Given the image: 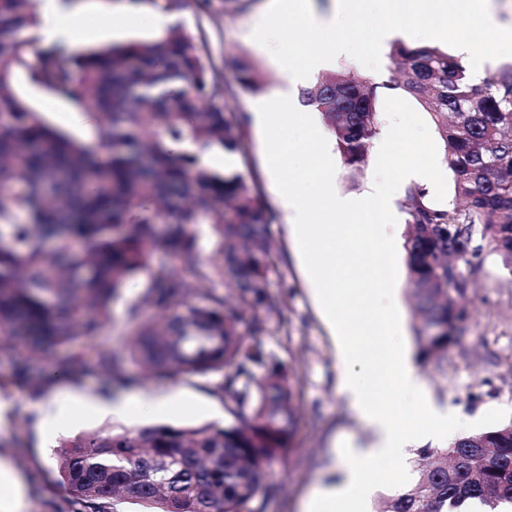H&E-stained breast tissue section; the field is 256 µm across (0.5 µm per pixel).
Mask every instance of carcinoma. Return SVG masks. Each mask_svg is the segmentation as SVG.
<instances>
[{"instance_id":"carcinoma-1","label":"carcinoma","mask_w":512,"mask_h":512,"mask_svg":"<svg viewBox=\"0 0 512 512\" xmlns=\"http://www.w3.org/2000/svg\"><path fill=\"white\" fill-rule=\"evenodd\" d=\"M35 20V0H0V348L22 349L11 384L35 385L36 360L47 361L53 377L86 371L81 355L52 360L50 350L101 335L112 304L164 254L168 264L128 309V355L159 376L220 377L216 389L236 423L101 428L66 438L54 450L57 483L72 512H110L119 497L151 512H262L252 504L272 492L267 469L290 447L298 377L263 341L268 317L282 315L270 291L279 262L267 243L272 216L244 174L205 167L186 150L246 153L223 63L176 30L87 52L38 48L36 36H20ZM391 58L399 65L393 84L327 74L301 97L321 113L355 172L377 133L381 90L412 95L437 126L456 203L436 208L424 189L406 190L415 340L421 361L432 363L465 320L461 301L471 286L470 259L448 263V230L464 246L487 239L512 266V64L479 84L461 58L439 48L397 44ZM236 70L242 89H263L247 61ZM17 72L92 115L95 146L21 104ZM201 224L209 226L208 251ZM218 283L227 295L215 292ZM145 309L161 323L142 319ZM94 368L107 384L133 383L119 354L98 352ZM416 472L383 512L512 506V425L442 451L423 448Z\"/></svg>"}]
</instances>
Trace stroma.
<instances>
[{"mask_svg":"<svg viewBox=\"0 0 512 512\" xmlns=\"http://www.w3.org/2000/svg\"><path fill=\"white\" fill-rule=\"evenodd\" d=\"M64 2L87 9L85 23L91 29L97 21L90 14V7H112L113 43L150 41L155 37L151 14H144L134 26H126L120 10L125 0ZM212 8L213 13L208 16L200 12L197 0H184L177 14V27L194 39H207L214 56L224 61L227 83L236 81L237 58H248L272 87L278 83L284 65L304 60L309 53L325 46L324 35L306 28L301 17L275 13L273 0H214ZM261 16L279 32L277 48L261 46L247 38L249 24ZM481 23V18L459 8L449 14L444 38H435L432 27L422 23L415 27L400 26L396 39L408 46H437L453 55L458 51L459 33ZM337 26L346 33L350 53L337 60L333 72H358L378 82L395 80L396 66L389 56L390 48L380 43L387 20L377 0H365L360 14L339 19ZM14 87L19 100L40 113L49 125L79 140L94 141V134L87 131L88 119L76 112L69 102L31 84L20 74L14 78ZM377 109L383 116L396 113L397 118L386 134L390 143L400 144V151L392 152L390 161L381 166L377 165L375 157H368L363 173L355 176L344 164H337L336 180L329 188L330 193L362 194L373 175L394 182L409 166L444 168L445 145L431 115L416 99L402 92L386 95L379 99ZM242 132L248 152L238 157L236 169L257 183L261 203L276 215L269 238L280 262L271 274V282L273 292L283 300V315L271 317L270 333L264 342L267 351L277 360L293 366L299 378L295 391L297 423L291 446L268 472L267 482L274 486L275 492L264 499L263 512H306L314 491L333 480L335 456L351 444L367 443L372 433L340 393L343 366L339 344L304 281L256 133L247 124L243 125ZM314 149L305 123L278 129L274 153L280 178L303 184L314 204L319 205L323 199L317 194L315 170L302 164ZM341 224L342 230L336 238L317 240L315 246L323 252H335L336 263L344 270L350 258L364 246L366 227L351 218L342 219ZM405 239V234H398L396 245L379 246L377 253L381 284L398 287L403 336L377 335L370 318V290L350 283L336 293L337 321L347 324L369 351L391 348L407 357L419 373L428 398L441 407L454 409L462 417L464 425L459 428V435L512 424V267L505 266L500 256L488 247L473 258L472 284L464 302L468 317L460 324L446 361L440 365L423 364L417 358L415 330L418 322L407 290ZM149 282V274H141L113 304L112 324L99 336V346L119 354L127 349L131 340L127 309L145 292ZM126 370L133 374L135 387L142 392L158 397L178 393L179 406L165 414L133 416L123 421L95 408H85L59 431V438L118 425L128 429L160 424L224 427L235 422L223 398L214 392L216 377L156 380L143 378L137 365L127 364ZM361 379L367 393L397 416L408 453L452 445L449 437L442 441L433 439L434 422L422 411L412 409L403 395L382 392L369 373H362ZM53 388V383L43 375L33 388H0V459L8 461L16 474L28 483L26 512H69L70 509L65 493L55 483V468L50 464L54 446L44 439L35 411L36 406L48 403ZM370 473L375 484L368 512H380L385 498L404 487L401 464L397 459L386 458L372 465Z\"/></svg>","mask_w":512,"mask_h":512,"instance_id":"1","label":"stroma"}]
</instances>
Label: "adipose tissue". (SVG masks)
<instances>
[{
	"label": "adipose tissue",
	"instance_id": "adipose-tissue-1",
	"mask_svg": "<svg viewBox=\"0 0 512 512\" xmlns=\"http://www.w3.org/2000/svg\"><path fill=\"white\" fill-rule=\"evenodd\" d=\"M362 0H336V11L331 15H317L308 10L305 0H280L281 10L289 15L303 17L306 25L314 30L330 33V53L316 52L302 63L286 66L280 82L269 95L256 99L252 104V122L259 134L264 135V148L272 143L267 133L277 123H290L302 114L300 92L307 87L313 76L330 66L337 56L347 51L343 37L336 35L337 15L356 14ZM35 34L41 45L61 44L73 49L82 48L86 42V30L81 16L67 9L61 0H40L37 11ZM279 204L288 220V230L301 248L307 249L316 234L328 237L336 234L337 217H353L363 212L365 203L353 197H332L330 204L314 210L302 196L297 185L277 182ZM307 284L313 297L320 304L332 303L336 291L344 282L336 269L334 254L325 252L307 257ZM341 355L344 371L341 392L350 407L368 425L373 433L372 441L365 446L348 447L338 463L341 479L317 489L311 512H360L362 501L372 492L369 465L382 458H401L405 455L403 433L395 419L373 408L363 387L353 372L354 367L373 370L378 381L391 385L402 394L418 400L439 427H457L459 418L452 412L436 409L425 395L423 382L411 364L394 365L390 360L371 354L354 338H343Z\"/></svg>",
	"mask_w": 512,
	"mask_h": 512
}]
</instances>
